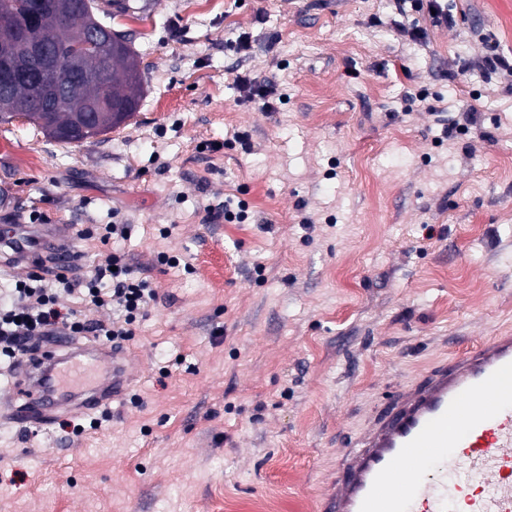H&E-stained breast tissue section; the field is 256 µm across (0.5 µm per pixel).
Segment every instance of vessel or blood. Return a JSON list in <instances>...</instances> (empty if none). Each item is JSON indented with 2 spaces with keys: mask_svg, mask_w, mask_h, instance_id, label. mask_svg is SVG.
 <instances>
[{
  "mask_svg": "<svg viewBox=\"0 0 512 512\" xmlns=\"http://www.w3.org/2000/svg\"><path fill=\"white\" fill-rule=\"evenodd\" d=\"M59 224H5L19 264L51 255L70 266ZM127 366L109 348L51 354L9 416L47 422L59 409L84 413L121 392ZM323 512H512V331L495 333L434 368L392 400L349 453Z\"/></svg>",
  "mask_w": 512,
  "mask_h": 512,
  "instance_id": "obj_1",
  "label": "vessel or blood"
}]
</instances>
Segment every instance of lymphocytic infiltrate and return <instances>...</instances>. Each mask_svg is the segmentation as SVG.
I'll return each instance as SVG.
<instances>
[{
  "label": "lymphocytic infiltrate",
  "instance_id": "f902f5d3",
  "mask_svg": "<svg viewBox=\"0 0 512 512\" xmlns=\"http://www.w3.org/2000/svg\"><path fill=\"white\" fill-rule=\"evenodd\" d=\"M54 278L67 294L79 298L80 308L62 309L57 294L46 288L45 271L34 264L27 279L17 281L13 301L0 307V362L14 363L31 356L37 342L64 334L90 336L114 348L123 347L134 336L133 326L147 311L156 291L137 276L124 255H106L91 276L69 278L58 269ZM115 307L123 313L118 321H90L82 316L86 307Z\"/></svg>",
  "mask_w": 512,
  "mask_h": 512
}]
</instances>
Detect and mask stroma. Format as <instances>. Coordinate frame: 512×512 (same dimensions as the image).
I'll list each match as a JSON object with an SVG mask.
<instances>
[{"mask_svg":"<svg viewBox=\"0 0 512 512\" xmlns=\"http://www.w3.org/2000/svg\"><path fill=\"white\" fill-rule=\"evenodd\" d=\"M128 2L137 112L72 144L0 123V225H66L73 275L121 253L157 297L107 408L0 416V512H317L390 398L512 327V74L477 67L512 56V0H454L448 27L390 0ZM102 224L130 231L82 237Z\"/></svg>","mask_w":512,"mask_h":512,"instance_id":"stroma-1","label":"stroma"}]
</instances>
